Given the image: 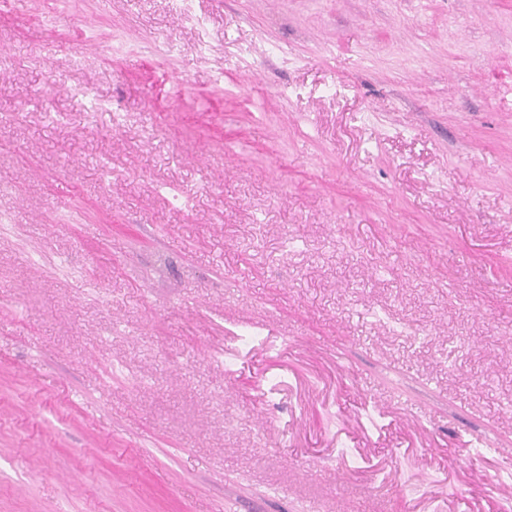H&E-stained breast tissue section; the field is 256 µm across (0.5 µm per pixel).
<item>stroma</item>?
Masks as SVG:
<instances>
[{
	"label": "stroma",
	"instance_id": "1",
	"mask_svg": "<svg viewBox=\"0 0 512 512\" xmlns=\"http://www.w3.org/2000/svg\"><path fill=\"white\" fill-rule=\"evenodd\" d=\"M512 502V0H0V512Z\"/></svg>",
	"mask_w": 512,
	"mask_h": 512
}]
</instances>
